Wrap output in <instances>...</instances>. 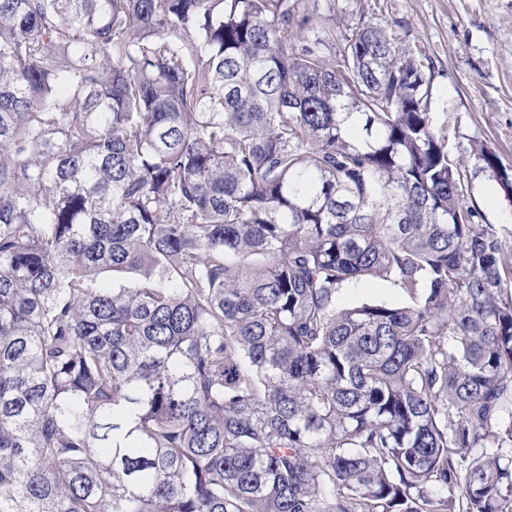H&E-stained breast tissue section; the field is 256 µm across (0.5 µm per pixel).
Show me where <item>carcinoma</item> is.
I'll use <instances>...</instances> for the list:
<instances>
[{
    "label": "carcinoma",
    "mask_w": 512,
    "mask_h": 512,
    "mask_svg": "<svg viewBox=\"0 0 512 512\" xmlns=\"http://www.w3.org/2000/svg\"><path fill=\"white\" fill-rule=\"evenodd\" d=\"M304 2L0 0V512H512V251ZM408 300L398 288L389 281L380 279L364 280L341 290L340 307H350L362 303H386L389 305H404Z\"/></svg>",
    "instance_id": "carcinoma-1"
}]
</instances>
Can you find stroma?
<instances>
[{"label": "stroma", "instance_id": "35a3bbf8", "mask_svg": "<svg viewBox=\"0 0 512 512\" xmlns=\"http://www.w3.org/2000/svg\"><path fill=\"white\" fill-rule=\"evenodd\" d=\"M356 12L396 27L404 45L421 50L434 67L430 110L448 130V154L472 162L482 145L512 169V0H353ZM482 173L464 181V200L478 221L500 229L512 250V203L488 196ZM406 299L393 283L365 280L342 289L339 304L399 306Z\"/></svg>", "mask_w": 512, "mask_h": 512}]
</instances>
